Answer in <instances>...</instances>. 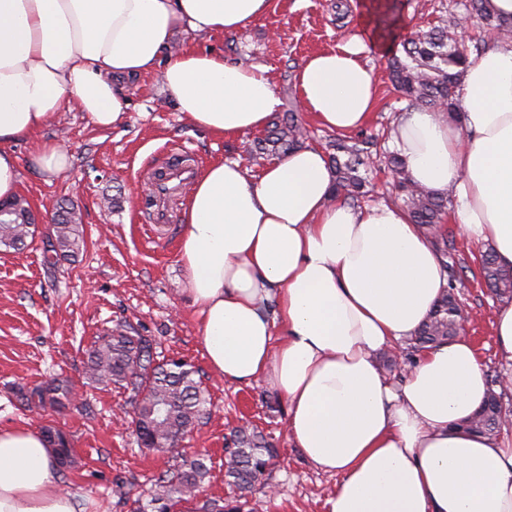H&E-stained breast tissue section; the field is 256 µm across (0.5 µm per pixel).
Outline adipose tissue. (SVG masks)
<instances>
[{
  "label": "adipose tissue",
  "instance_id": "1",
  "mask_svg": "<svg viewBox=\"0 0 512 512\" xmlns=\"http://www.w3.org/2000/svg\"><path fill=\"white\" fill-rule=\"evenodd\" d=\"M361 0L360 25L296 75L320 126L361 128L376 95L367 53L399 31ZM274 0H0V199L21 177L12 146L77 107L121 123L127 90L162 72L194 127L217 136L265 127L280 99L265 67L213 51L172 53L177 35L237 32ZM463 123L403 113L394 144L410 177L452 193L462 232L512 267V44L465 69ZM326 155L302 147L250 176L210 166L185 214L180 261L214 374L266 382L287 404V432L317 468L339 474L328 512H512V442L463 429L487 382L467 337L417 353L395 384L379 353L405 344L447 280L423 230L400 207L334 200ZM0 512H75L52 452L27 426L0 430Z\"/></svg>",
  "mask_w": 512,
  "mask_h": 512
}]
</instances>
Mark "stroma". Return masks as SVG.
Segmentation results:
<instances>
[{
	"label": "stroma",
	"instance_id": "obj_1",
	"mask_svg": "<svg viewBox=\"0 0 512 512\" xmlns=\"http://www.w3.org/2000/svg\"><path fill=\"white\" fill-rule=\"evenodd\" d=\"M403 30L424 33L439 16L461 17L457 0H408ZM354 0H275V8L243 31L178 36L176 50L211 49L225 57L267 68L282 102H297L295 75L312 54L335 48L355 32ZM376 107L363 127L377 164L359 206L396 203L393 177L382 160L394 149L391 132L399 119L383 58L369 55ZM265 130L218 137L195 128L163 93L160 78L148 73L134 81L120 126L98 129L77 108L56 118L31 138L14 144L21 163L19 195L42 222L18 251H0V427L26 425L61 429L73 448V462L60 481L74 499L75 512H134L148 503L155 479L178 460L140 448L127 421L132 407L123 389L92 383L88 351L116 324L130 323L150 337L168 358L191 363L206 386L209 413L182 446L207 456L210 474L192 502L202 512L209 500L233 496L224 480V444L233 428L257 427L280 452L269 484L251 498L252 512H327L337 476L320 471L294 448L286 428L287 404L264 382L237 385L211 373L203 355L199 316L184 291L186 271L179 246L185 204H177L170 223L151 224L145 212L153 175L170 152L187 151L198 168L235 161L253 175L274 159L254 153ZM63 145L70 167L48 177L32 157L42 144ZM74 209L84 228L85 246L77 259L48 263L44 251L58 206ZM451 243L447 278L472 314L470 339L487 378L506 373L495 353L492 314L496 305L481 283L480 244L457 224L444 221ZM58 381L78 397L60 411L27 409L17 388Z\"/></svg>",
	"mask_w": 512,
	"mask_h": 512
}]
</instances>
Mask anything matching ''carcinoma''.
I'll list each match as a JSON object with an SVG mask.
<instances>
[{
    "label": "carcinoma",
    "mask_w": 512,
    "mask_h": 512,
    "mask_svg": "<svg viewBox=\"0 0 512 512\" xmlns=\"http://www.w3.org/2000/svg\"><path fill=\"white\" fill-rule=\"evenodd\" d=\"M485 2L462 0L458 6L465 13L477 16L486 30L498 33L503 40L512 39V18L489 12ZM402 52L401 56L388 57V68L394 91L406 102L405 110L439 112L444 108L448 117L459 118L461 77L472 55L481 53L480 41L449 34L448 20L442 17L428 32L403 40ZM303 136L297 116L290 109L278 118L264 138L257 140L255 152L286 155L300 147ZM366 144L367 141L352 137L331 142L329 161L336 174L334 198L353 205L364 193L373 165ZM386 164L393 175L398 198L413 223L433 236L438 235V224L448 210L451 194H434L416 184L397 153L388 155ZM30 220L31 209L25 200L15 197L5 201L0 211V247L18 250L26 246V239L33 235ZM83 246L84 230L76 222L73 211L56 208L51 251L75 257ZM479 268L495 297L512 300V268L502 267L493 249L480 254ZM456 302L453 289H446L426 321L409 339L408 351L418 352L456 335ZM87 368L92 382L111 383L129 393L133 412L130 424L142 447L179 455V465L156 480L150 499L154 512H179L178 506L196 496L209 474L204 454L187 453L175 443L179 433L191 431L207 414L209 399L202 381L195 379L197 371L182 359H156L152 341L130 324L117 325L89 350ZM508 389L505 379L493 381L469 423L470 430L496 436L505 428L500 411ZM18 393L24 405L43 410H59L73 400L70 388L59 382L21 386ZM42 435L53 448L58 469L64 470L72 451L67 435L51 426L43 427ZM231 444L224 478L235 491V497L227 502L208 501L203 512H245L249 494L265 485L275 464L277 449L255 428L234 430Z\"/></svg>",
    "instance_id": "cac0c4a2"
}]
</instances>
